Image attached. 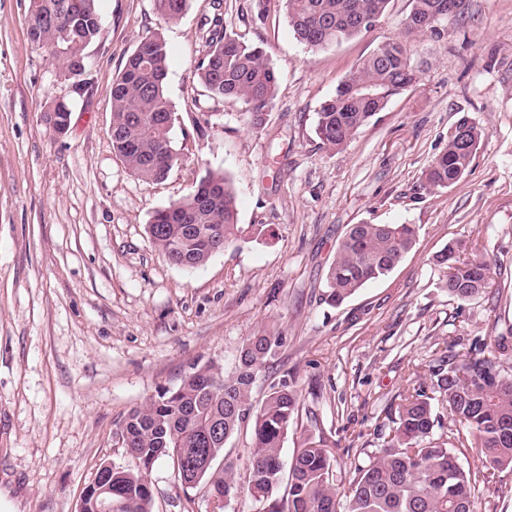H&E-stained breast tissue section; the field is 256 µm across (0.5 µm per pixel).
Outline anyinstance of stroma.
Wrapping results in <instances>:
<instances>
[{"mask_svg": "<svg viewBox=\"0 0 512 512\" xmlns=\"http://www.w3.org/2000/svg\"><path fill=\"white\" fill-rule=\"evenodd\" d=\"M411 7L390 0L371 31L313 51L282 10L259 16L255 0H189L174 23L155 0H97L103 33L76 91L31 41L29 0H0V512H79L102 463H133L116 421L195 362L231 369L242 341L272 322L286 342L254 396L285 373L296 383L299 424L282 458L304 433L319 435L350 480L355 461L380 448L412 370L427 372L444 342L464 352L512 326V0H468L441 38H412L419 82L343 148L315 134L322 103L400 37ZM218 12L279 74L261 128L194 77ZM153 31L170 52L176 155L154 184L130 175L110 136L113 80ZM58 98L71 106L61 136L44 115ZM464 116L485 130L469 170L428 192L423 174ZM210 169L231 179L239 222L265 233L182 268L146 228ZM362 223L415 225L416 245L388 276L330 306L325 274L348 225ZM456 242L463 258L493 262L488 288L466 301L443 288L436 263ZM150 479L155 512H212L206 487L183 488L171 461Z\"/></svg>", "mask_w": 512, "mask_h": 512, "instance_id": "1", "label": "stroma"}]
</instances>
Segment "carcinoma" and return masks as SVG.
<instances>
[{
  "mask_svg": "<svg viewBox=\"0 0 512 512\" xmlns=\"http://www.w3.org/2000/svg\"><path fill=\"white\" fill-rule=\"evenodd\" d=\"M283 7L295 37L318 51L372 29L390 0H257L265 16L271 2ZM69 0H33L31 26L67 68L71 57L85 54V44L101 33L97 0H76L81 21L64 16ZM166 22L184 14L188 0H156ZM452 0H412L403 21L405 34L439 37L435 25L448 19ZM153 49H136L112 85V149L129 173L143 182H161L170 158L173 106L166 93L167 44L159 32L147 35ZM208 50L195 67L196 81L213 96L245 105L249 122L259 128L279 90L277 71L267 53L224 29L217 13L210 21ZM417 72L404 41L390 38L363 59L320 107L316 134L322 144L343 147L390 99L413 86ZM485 130L470 119L458 120L446 149L425 170V188L446 189L465 176ZM148 235L171 263L194 269L229 244L258 238L262 230L238 223L234 187L221 170L206 172L182 199L154 211ZM413 224H352L338 244L324 281L323 299L338 306L367 283L389 274L415 246ZM462 245L448 246L436 261L446 268L448 294L471 298L489 284V264L462 261ZM285 343L271 324L246 337L234 366L224 372L213 361L195 364L172 389L134 407L116 423L122 448L138 466L112 465V512H153L148 479L155 463L172 462L175 477L190 489L208 486L212 496L229 498L244 490L264 512H482L471 472L453 449L474 448L486 469H512V366L507 337L478 339L461 355L453 346L441 350L430 369V382L418 372L399 394L397 415L382 448L354 465L348 491L341 492L323 441L303 440L289 471L282 448L296 424L300 400L293 380L283 375L269 383L260 402L253 388ZM446 411L454 427L444 428L436 408ZM251 426L249 465L244 476L214 461L243 426ZM282 497H276L280 486Z\"/></svg>",
  "mask_w": 512,
  "mask_h": 512,
  "instance_id": "1",
  "label": "carcinoma"
}]
</instances>
